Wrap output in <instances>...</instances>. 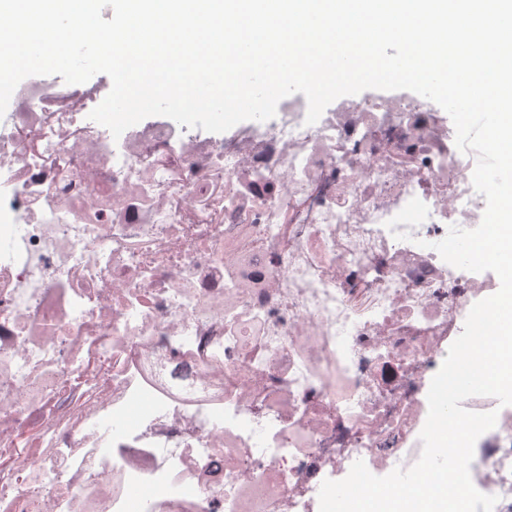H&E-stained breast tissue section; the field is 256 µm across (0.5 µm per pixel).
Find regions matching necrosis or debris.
<instances>
[{"label": "necrosis or debris", "mask_w": 512, "mask_h": 512, "mask_svg": "<svg viewBox=\"0 0 512 512\" xmlns=\"http://www.w3.org/2000/svg\"><path fill=\"white\" fill-rule=\"evenodd\" d=\"M31 76L0 116V505L319 512L324 480L420 457L427 390L498 276L442 260L476 228L474 153L434 102L288 96L223 133ZM470 473L512 512V406Z\"/></svg>", "instance_id": "1"}]
</instances>
